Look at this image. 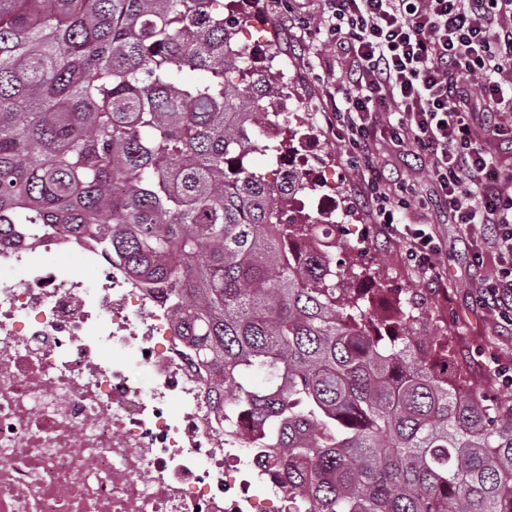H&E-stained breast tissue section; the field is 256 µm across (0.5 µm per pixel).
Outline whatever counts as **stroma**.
<instances>
[{"label": "stroma", "instance_id": "1", "mask_svg": "<svg viewBox=\"0 0 512 512\" xmlns=\"http://www.w3.org/2000/svg\"><path fill=\"white\" fill-rule=\"evenodd\" d=\"M323 7L322 0H288L284 5L279 0H253L239 42L260 49L261 66L291 87L288 109L304 116L310 126L314 151L309 166L324 193L336 200L332 219L337 237L363 250L364 263L385 288L414 289L423 307L417 328L447 342L449 355L465 369L460 383L511 405L512 388L503 386L493 369L512 368V326L473 305L470 298L473 278L490 275L495 261L488 257L483 266L475 267L467 254H457L451 275L431 286L410 260L404 234L378 224L358 186L357 168L363 160L353 153L347 131L336 123L331 92L342 78L344 62L319 29ZM371 162L387 176L391 199L409 201L407 215L415 228L438 238L443 248L459 245L466 235L464 225L448 223L439 210L419 206V198L435 194L436 187L425 173L408 165L403 151L377 139Z\"/></svg>", "mask_w": 512, "mask_h": 512}]
</instances>
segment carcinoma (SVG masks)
Returning <instances> with one entry per match:
<instances>
[{
	"label": "carcinoma",
	"instance_id": "carcinoma-1",
	"mask_svg": "<svg viewBox=\"0 0 512 512\" xmlns=\"http://www.w3.org/2000/svg\"><path fill=\"white\" fill-rule=\"evenodd\" d=\"M239 2L0 0V225L69 224L162 299L224 437L299 512H512V408L457 393L412 290L374 311L370 269L296 206L320 189L281 174L306 122L268 110L285 90L239 44Z\"/></svg>",
	"mask_w": 512,
	"mask_h": 512
}]
</instances>
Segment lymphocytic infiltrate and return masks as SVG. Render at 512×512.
<instances>
[{
	"instance_id": "lymphocytic-infiltrate-1",
	"label": "lymphocytic infiltrate",
	"mask_w": 512,
	"mask_h": 512,
	"mask_svg": "<svg viewBox=\"0 0 512 512\" xmlns=\"http://www.w3.org/2000/svg\"><path fill=\"white\" fill-rule=\"evenodd\" d=\"M328 36L348 63L336 87V121L360 155L373 153L377 135L410 145L413 158L438 185L436 206L466 225L473 264L495 259L492 276L474 280V298L512 325V167L485 148L512 115V0H325ZM390 121L378 125L379 113ZM360 177L386 228L402 223L384 173ZM407 252L422 276L438 275L442 253L433 235L407 229Z\"/></svg>"
}]
</instances>
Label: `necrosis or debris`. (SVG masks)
Here are the masks:
<instances>
[{"instance_id":"necrosis-or-debris-1","label":"necrosis or debris","mask_w":512,"mask_h":512,"mask_svg":"<svg viewBox=\"0 0 512 512\" xmlns=\"http://www.w3.org/2000/svg\"><path fill=\"white\" fill-rule=\"evenodd\" d=\"M209 420L169 310L123 267L67 224L0 237V512H293Z\"/></svg>"}]
</instances>
